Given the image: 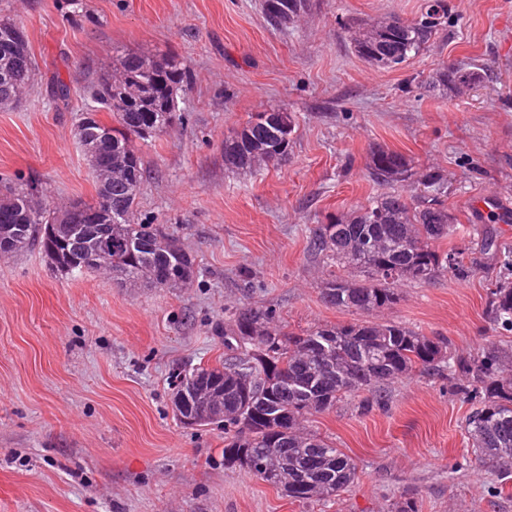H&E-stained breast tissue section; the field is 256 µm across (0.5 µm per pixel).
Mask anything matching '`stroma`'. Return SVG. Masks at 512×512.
Instances as JSON below:
<instances>
[{"instance_id": "stroma-1", "label": "stroma", "mask_w": 512, "mask_h": 512, "mask_svg": "<svg viewBox=\"0 0 512 512\" xmlns=\"http://www.w3.org/2000/svg\"><path fill=\"white\" fill-rule=\"evenodd\" d=\"M261 0H0L23 24L38 69L18 104L0 108V178L34 181L56 205L92 199L75 132L113 52L176 54L190 83L182 128L140 143L149 177L139 209L196 258L188 288H127L103 271L73 279L43 253L0 257V512H512V481L470 461L469 407L446 379L417 373L388 406L355 401L309 419L351 456L357 480L331 501L302 503L224 465V432L188 427L172 393L185 366L224 357V326L252 303L296 330L357 316L324 304L307 237L390 193L369 180V149L444 172L455 214L444 245L469 246L467 278L402 285L380 312L475 354L512 347L488 290L512 251V0H448L434 44L399 70L352 53L337 16L414 19L424 0H317L294 30L267 25ZM487 68L462 95L421 84L439 68ZM71 88L55 101L57 81ZM285 108L298 128L285 164L224 166V137L249 113ZM497 248L472 245L474 232Z\"/></svg>"}]
</instances>
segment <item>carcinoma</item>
<instances>
[{
    "label": "carcinoma",
    "instance_id": "1",
    "mask_svg": "<svg viewBox=\"0 0 512 512\" xmlns=\"http://www.w3.org/2000/svg\"><path fill=\"white\" fill-rule=\"evenodd\" d=\"M300 16L311 12L313 0H261L266 22L288 31L289 2ZM338 24L352 51L372 67L393 70L428 49L448 25V0H426L411 21L395 16L378 20L345 15ZM150 56L121 52L112 56L91 87L97 111L111 114V122L96 126L77 123L78 145L89 167L101 155L112 166L129 168V178L104 185L93 179L95 197L75 201V210L62 215L44 202L33 206L37 188L21 181H0V207L14 209L0 220V247L13 254L39 247L62 275L74 278L99 266L74 264L69 256L94 247V226L84 222L87 211H98L112 224V277L133 288H168L177 279L187 287L196 273L195 258L158 224L137 217L138 198L147 175L137 141L169 133L185 117L176 108L129 112L121 101L101 100L112 69L126 70L137 79L127 91L137 96L139 86L166 80L172 102L188 85L189 73L172 55H160L159 66L146 63ZM37 63L26 36L0 40V107L19 100L34 78ZM484 72L471 65L447 66L435 73L430 85L461 94L482 82ZM276 123H263L250 115L224 138V165L237 172L269 166L279 155L288 160L296 123L292 113L273 109ZM368 177L378 185L409 183L414 177L410 161L381 145L370 148ZM454 217L441 196L400 191L376 197L351 213L331 218L310 230L308 252L323 260L326 272L320 284L323 302L339 310L370 314L389 309L400 300L404 282L429 284L449 271L465 277L470 267L459 247L441 249ZM493 322L512 331V275L495 281L489 292ZM272 310L244 306L224 330V361L206 367V374L224 392V409L209 410L204 425L224 427V466L237 467L259 478L286 497L299 502L340 495L357 479L355 461L316 432H304L306 418L333 409L347 397L358 398L357 409L367 413L387 406L384 386L416 372L448 365L450 390L471 404L466 420L475 462L512 475V380L499 372L508 353L491 345L481 353L461 356L441 336H427L396 321H356L317 325L300 332L275 324ZM256 412L254 424L241 426L240 418ZM288 420V434H274L268 414Z\"/></svg>",
    "mask_w": 512,
    "mask_h": 512
}]
</instances>
